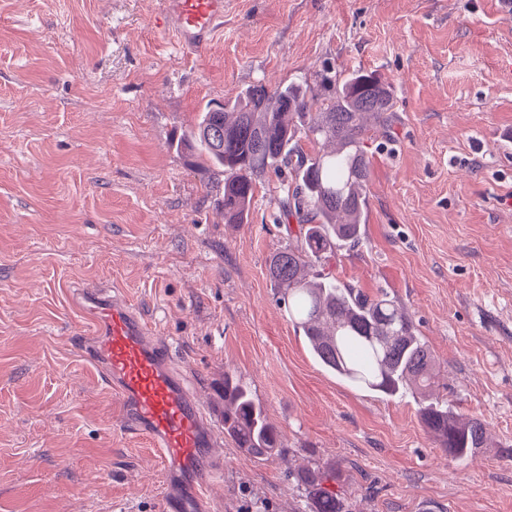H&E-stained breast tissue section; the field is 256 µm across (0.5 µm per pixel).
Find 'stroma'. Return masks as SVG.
<instances>
[{
    "instance_id": "obj_1",
    "label": "stroma",
    "mask_w": 512,
    "mask_h": 512,
    "mask_svg": "<svg viewBox=\"0 0 512 512\" xmlns=\"http://www.w3.org/2000/svg\"><path fill=\"white\" fill-rule=\"evenodd\" d=\"M162 0H0V512H163L199 503L121 425L80 338V291H109L177 347L208 399L229 373L279 429L259 460L225 439L211 512H310L298 467L335 464L350 512H512V16L500 0H225L205 50L160 44ZM391 85L368 122L361 240L336 278L384 291L436 360L435 391L488 428L450 460L418 392L324 370L267 262L290 241L257 184L228 224L224 174L181 143L209 101L318 74Z\"/></svg>"
}]
</instances>
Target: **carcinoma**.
<instances>
[{
  "instance_id": "carcinoma-1",
  "label": "carcinoma",
  "mask_w": 512,
  "mask_h": 512,
  "mask_svg": "<svg viewBox=\"0 0 512 512\" xmlns=\"http://www.w3.org/2000/svg\"><path fill=\"white\" fill-rule=\"evenodd\" d=\"M326 85L332 95L315 111L310 100L316 93L308 85L291 83L272 92L262 83L252 85L231 104L207 105L183 143L202 168L224 170L220 207L227 224L244 222L257 178L271 171L280 178L277 208L285 221L297 220L300 232L271 256L268 273L317 361L362 389L387 396L408 388L429 393L434 357L405 310L388 293L366 295L329 270L336 249L360 239L369 179L364 118L373 114L381 120L392 111L390 86L371 73L336 81L323 76L320 86ZM295 117L323 152L307 154L298 147L290 124ZM419 415L450 459L488 447L479 419L461 418L438 401L422 406ZM224 432L261 460L283 447L250 387L227 373ZM335 478L333 469L298 474L311 512H346L341 497L325 487Z\"/></svg>"
}]
</instances>
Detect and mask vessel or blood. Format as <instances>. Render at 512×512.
Here are the masks:
<instances>
[{
  "label": "vessel or blood",
  "mask_w": 512,
  "mask_h": 512,
  "mask_svg": "<svg viewBox=\"0 0 512 512\" xmlns=\"http://www.w3.org/2000/svg\"><path fill=\"white\" fill-rule=\"evenodd\" d=\"M224 19V0H164L159 38L176 49L202 50ZM92 335L83 337L86 353L103 383L124 403L125 428L149 437L168 469H190L208 486L223 461L224 415L190 393L171 357L166 337L107 293L90 292Z\"/></svg>",
  "instance_id": "vessel-or-blood-1"
}]
</instances>
